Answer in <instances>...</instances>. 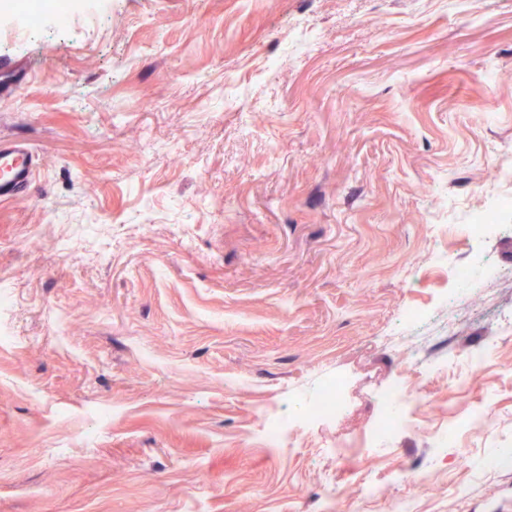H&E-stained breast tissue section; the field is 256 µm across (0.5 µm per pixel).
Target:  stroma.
Listing matches in <instances>:
<instances>
[{"mask_svg":"<svg viewBox=\"0 0 512 512\" xmlns=\"http://www.w3.org/2000/svg\"><path fill=\"white\" fill-rule=\"evenodd\" d=\"M69 2L0 11V512H512V0ZM61 5L66 8V3L61 0H16L13 3L14 9L22 15L29 29L39 28L43 17L54 12ZM38 156L22 138L0 140V200L26 197L31 189ZM381 403L388 405L390 414L377 426L371 428L353 441L336 442V456L342 458L355 449L358 452L368 450L378 440L393 435L405 425L408 414H411L422 404V397L411 386L410 382L401 378L379 393ZM343 407L342 397L338 390L327 387L323 390L321 397L317 403L307 410L308 415H338Z\"/></svg>","mask_w":512,"mask_h":512,"instance_id":"1","label":"stroma"}]
</instances>
